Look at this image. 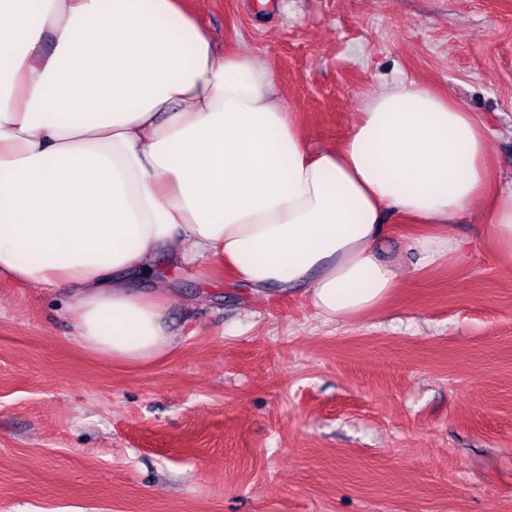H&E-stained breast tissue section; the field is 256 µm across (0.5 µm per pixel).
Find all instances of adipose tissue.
<instances>
[{"mask_svg":"<svg viewBox=\"0 0 512 512\" xmlns=\"http://www.w3.org/2000/svg\"><path fill=\"white\" fill-rule=\"evenodd\" d=\"M487 139L409 81L314 147L269 65L217 48L184 0H0V276L63 294L106 360L172 349L161 253L360 318L398 284L378 253L389 216L431 225L410 242L425 268L461 252L451 227L487 196L478 232L512 264V190L489 192Z\"/></svg>","mask_w":512,"mask_h":512,"instance_id":"1","label":"adipose tissue"}]
</instances>
